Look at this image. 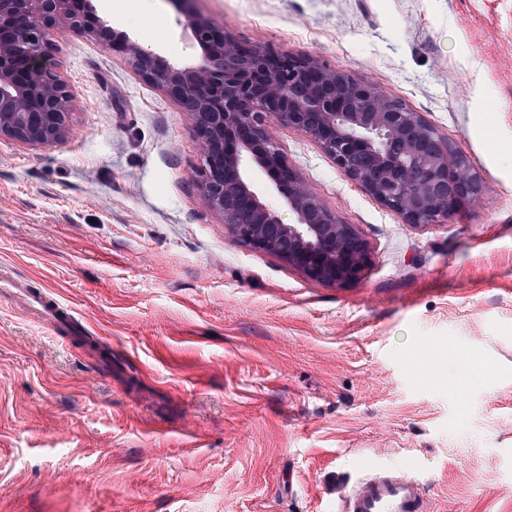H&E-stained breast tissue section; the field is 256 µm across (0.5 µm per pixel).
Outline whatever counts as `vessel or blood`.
Wrapping results in <instances>:
<instances>
[{"label": "vessel or blood", "instance_id": "obj_1", "mask_svg": "<svg viewBox=\"0 0 512 512\" xmlns=\"http://www.w3.org/2000/svg\"><path fill=\"white\" fill-rule=\"evenodd\" d=\"M0 290L9 293L21 309L48 322L59 334L76 332L79 324L55 297L34 292L0 266ZM339 512H429L426 482L406 474L398 465L368 464L356 481L336 483Z\"/></svg>", "mask_w": 512, "mask_h": 512}]
</instances>
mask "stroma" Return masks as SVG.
<instances>
[{
	"instance_id": "35a3bbf8",
	"label": "stroma",
	"mask_w": 512,
	"mask_h": 512,
	"mask_svg": "<svg viewBox=\"0 0 512 512\" xmlns=\"http://www.w3.org/2000/svg\"><path fill=\"white\" fill-rule=\"evenodd\" d=\"M93 3L115 32L195 61L172 0ZM193 7L400 100L487 191L413 228L271 123L371 248L360 279L309 280L228 234L197 189L186 114L60 29L72 133L0 139V264L86 333L55 335L0 295V512H337V474L372 462L419 472L431 512H512V0Z\"/></svg>"
}]
</instances>
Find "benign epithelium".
I'll list each match as a JSON object with an SVG mask.
<instances>
[{"instance_id": "obj_1", "label": "benign epithelium", "mask_w": 512, "mask_h": 512, "mask_svg": "<svg viewBox=\"0 0 512 512\" xmlns=\"http://www.w3.org/2000/svg\"><path fill=\"white\" fill-rule=\"evenodd\" d=\"M198 60L175 65L124 38L137 75L187 115L197 142V187L238 242L268 252L307 278L343 286L371 260L368 241L342 224L309 190L268 131L271 121L314 140L352 180L402 222L423 228L457 214L485 193L467 156L424 117L372 85L321 60L274 54L239 42L173 0ZM90 0H0V138L51 146L69 132L71 95L48 63L52 35L88 23ZM259 169L293 215L282 221L256 192Z\"/></svg>"}]
</instances>
